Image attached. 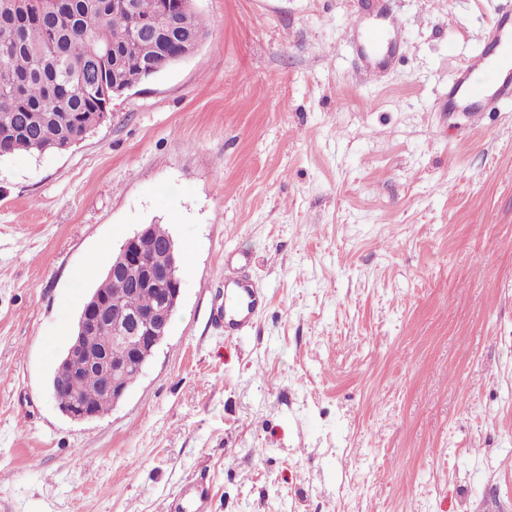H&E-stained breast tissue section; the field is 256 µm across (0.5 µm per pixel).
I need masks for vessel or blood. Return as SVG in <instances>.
Wrapping results in <instances>:
<instances>
[{"label": "vessel or blood", "instance_id": "obj_1", "mask_svg": "<svg viewBox=\"0 0 512 512\" xmlns=\"http://www.w3.org/2000/svg\"><path fill=\"white\" fill-rule=\"evenodd\" d=\"M349 27L352 32L365 34L358 51L369 69L384 68L392 63V35L399 28L396 18L384 15L371 25L364 16L356 14ZM511 100L512 13H506L494 19L484 50L458 67L448 87L445 110L469 112L478 117ZM264 301V294L251 280L244 277L228 280L224 283V304L214 310L213 318L223 324L225 332L235 334L249 326ZM208 508V487L200 482H187L181 492L179 512H207Z\"/></svg>", "mask_w": 512, "mask_h": 512}]
</instances>
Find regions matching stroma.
Listing matches in <instances>:
<instances>
[{"label":"stroma","mask_w":512,"mask_h":512,"mask_svg":"<svg viewBox=\"0 0 512 512\" xmlns=\"http://www.w3.org/2000/svg\"><path fill=\"white\" fill-rule=\"evenodd\" d=\"M189 59L68 150L0 158V512H512V102L440 104L512 0H197ZM401 22L374 77L353 13ZM194 261L102 417L51 378L125 238ZM265 294L213 321L225 278ZM224 306L213 311V319L224 324V331L237 334L245 330L265 296L255 284L244 277L226 280L224 283ZM208 508V487L200 482H187L181 492L180 502L178 504L179 512H208Z\"/></svg>","instance_id":"35a3bbf8"}]
</instances>
